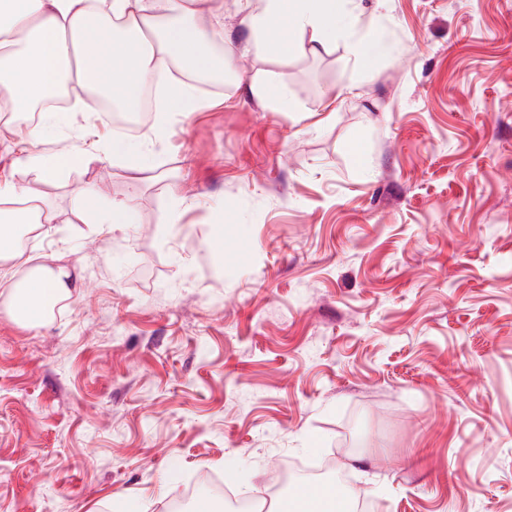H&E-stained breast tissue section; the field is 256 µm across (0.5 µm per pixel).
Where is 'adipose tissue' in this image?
Returning <instances> with one entry per match:
<instances>
[{
    "label": "adipose tissue",
    "instance_id": "adipose-tissue-1",
    "mask_svg": "<svg viewBox=\"0 0 512 512\" xmlns=\"http://www.w3.org/2000/svg\"><path fill=\"white\" fill-rule=\"evenodd\" d=\"M169 14L177 25L159 32L161 17ZM247 22L255 51L296 55L319 54L337 32L355 26L347 0H256ZM285 25L290 34L282 39L278 31ZM223 38L212 0H0V98L26 110L73 82L131 105L161 62L176 60L195 73L212 69L203 44ZM39 135L32 128L24 139L27 167L36 179H56L80 163L74 151L33 149ZM54 220L32 188L0 183V241ZM31 263L22 247L0 248L9 313L19 323L38 325L79 279L68 266L51 261L35 269Z\"/></svg>",
    "mask_w": 512,
    "mask_h": 512
}]
</instances>
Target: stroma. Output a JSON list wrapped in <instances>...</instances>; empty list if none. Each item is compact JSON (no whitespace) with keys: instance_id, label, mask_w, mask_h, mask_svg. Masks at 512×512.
I'll return each instance as SVG.
<instances>
[{"instance_id":"1","label":"stroma","mask_w":512,"mask_h":512,"mask_svg":"<svg viewBox=\"0 0 512 512\" xmlns=\"http://www.w3.org/2000/svg\"><path fill=\"white\" fill-rule=\"evenodd\" d=\"M350 8L390 47L365 70L344 37L246 52L131 134L89 135L72 91L35 147L85 160L54 181L0 112V181L56 214L25 250L82 282L39 326L0 308V512H162L283 459L377 512H512V0ZM121 201L124 230L85 223ZM205 104L199 101L185 86H172L166 96L165 104L160 112H182L186 116L192 112H199Z\"/></svg>"}]
</instances>
